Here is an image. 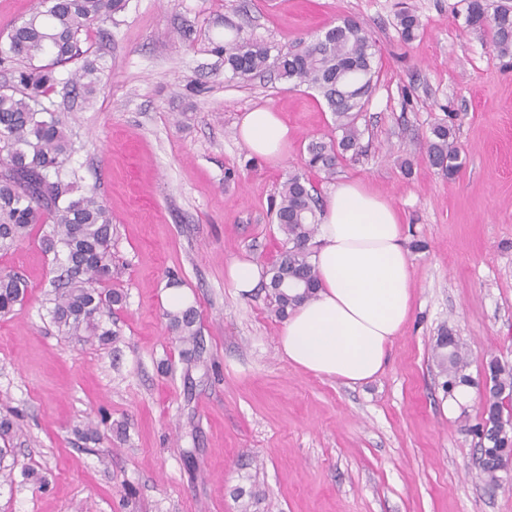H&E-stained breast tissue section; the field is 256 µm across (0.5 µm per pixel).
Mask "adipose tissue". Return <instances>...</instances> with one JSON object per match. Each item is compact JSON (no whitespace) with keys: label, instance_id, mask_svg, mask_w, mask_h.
<instances>
[{"label":"adipose tissue","instance_id":"ef3b65f1","mask_svg":"<svg viewBox=\"0 0 512 512\" xmlns=\"http://www.w3.org/2000/svg\"><path fill=\"white\" fill-rule=\"evenodd\" d=\"M235 127L253 154L282 158L289 129L276 112L241 113ZM402 238L399 215L384 197L357 181L336 185L321 214L313 256L318 289L289 310L279 338L288 361L350 385L382 371L413 308Z\"/></svg>","mask_w":512,"mask_h":512}]
</instances>
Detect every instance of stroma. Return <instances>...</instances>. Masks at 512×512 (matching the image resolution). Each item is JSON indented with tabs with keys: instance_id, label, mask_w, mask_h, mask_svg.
I'll return each instance as SVG.
<instances>
[{
	"instance_id": "stroma-1",
	"label": "stroma",
	"mask_w": 512,
	"mask_h": 512,
	"mask_svg": "<svg viewBox=\"0 0 512 512\" xmlns=\"http://www.w3.org/2000/svg\"><path fill=\"white\" fill-rule=\"evenodd\" d=\"M466 0H130L90 32L100 74L92 104L58 89L69 121L65 166L112 215V316L118 342L75 343L51 320L58 271L40 233L0 269L28 285L0 317V448L45 478L0 483V512H512V470L480 474L468 431L482 407L483 367L512 361V56L465 24ZM421 27L404 41L402 7ZM362 22L379 75L364 107L361 152L320 195L358 181L398 212L412 268L413 312L382 372L350 386L282 357L283 320L268 292L236 296L227 264L269 268L279 249L270 203L304 170L306 146L333 135L313 90L268 74L233 78L212 51L225 32L288 50L338 19ZM287 122L277 164L235 133L240 113ZM453 121L463 167H432L434 124ZM177 282L199 316L204 350L187 364L163 316ZM464 343L472 402L450 414L433 359L441 327Z\"/></svg>"
}]
</instances>
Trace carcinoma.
I'll return each instance as SVG.
<instances>
[{
	"instance_id": "obj_1",
	"label": "carcinoma",
	"mask_w": 512,
	"mask_h": 512,
	"mask_svg": "<svg viewBox=\"0 0 512 512\" xmlns=\"http://www.w3.org/2000/svg\"><path fill=\"white\" fill-rule=\"evenodd\" d=\"M128 0H38L29 18L12 27L8 51L0 53V66L18 65L14 84L0 88V251H8L44 231L46 248L62 254L64 265L54 288L52 320L58 331L78 341L114 343L119 329H111L112 309L125 295L112 283V216L92 191L75 189L76 175L64 170L73 151L66 121L46 106L60 83H71L88 97L96 92L97 67L84 58L82 36L102 19L126 9ZM468 26L491 34L493 48L512 55V3L490 7L487 0H468ZM401 38L411 41L420 29L418 16L405 9L397 15ZM212 52L224 56L233 76L248 81L270 69L282 79L318 93L333 119L336 136L307 145L306 167L329 179L348 153L358 154L364 130L361 113L375 86L376 44L366 27L345 18L298 48L271 56L270 47L235 32L213 43ZM83 63L62 77L58 67L78 59ZM430 164L448 178L460 172L461 151L454 126L439 123L427 141ZM281 235L278 258L271 264L266 283L280 318L312 296L318 272L312 262L311 241L318 231L321 205L305 174L286 179L270 206ZM27 284L0 271V316L22 304ZM171 332L187 354L201 349L196 310L189 306L165 312ZM449 396L472 384L466 369L463 343L441 329L433 347ZM485 395L479 422L470 426L478 438L481 473L492 486L498 472L512 460V363L493 356L484 368Z\"/></svg>"
}]
</instances>
